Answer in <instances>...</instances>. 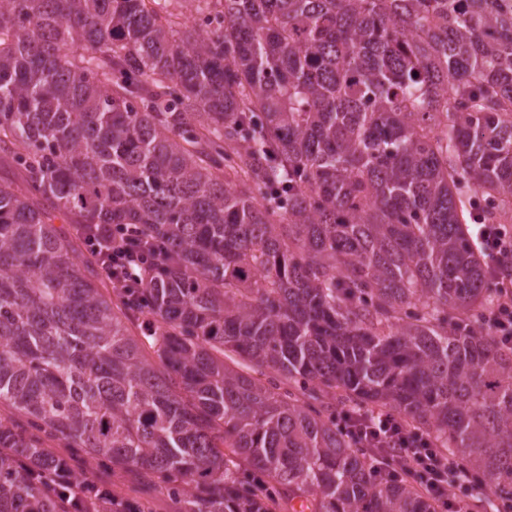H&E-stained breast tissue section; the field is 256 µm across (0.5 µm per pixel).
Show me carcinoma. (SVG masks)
Masks as SVG:
<instances>
[{"label": "carcinoma", "mask_w": 512, "mask_h": 512, "mask_svg": "<svg viewBox=\"0 0 512 512\" xmlns=\"http://www.w3.org/2000/svg\"><path fill=\"white\" fill-rule=\"evenodd\" d=\"M220 3L0 0V512H150L53 443L179 512H434L331 398L511 500L474 225L512 222V0ZM57 217L165 242L141 308ZM81 469L117 497L132 502L146 501L150 504L152 512L177 511V506L165 493L135 474L103 468L92 459L84 461Z\"/></svg>", "instance_id": "cac0c4a2"}]
</instances>
